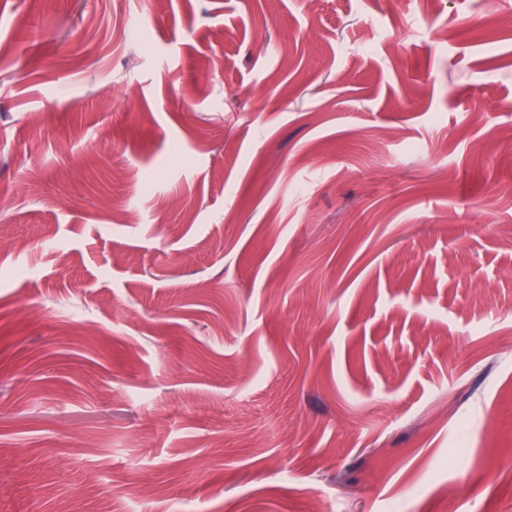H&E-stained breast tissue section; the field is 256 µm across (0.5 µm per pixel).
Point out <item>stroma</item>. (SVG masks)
Listing matches in <instances>:
<instances>
[{"instance_id": "1", "label": "stroma", "mask_w": 512, "mask_h": 512, "mask_svg": "<svg viewBox=\"0 0 512 512\" xmlns=\"http://www.w3.org/2000/svg\"><path fill=\"white\" fill-rule=\"evenodd\" d=\"M433 11L0 0V512H512V0Z\"/></svg>"}]
</instances>
